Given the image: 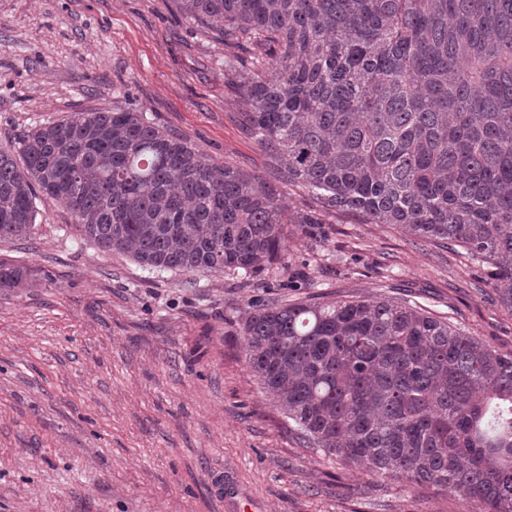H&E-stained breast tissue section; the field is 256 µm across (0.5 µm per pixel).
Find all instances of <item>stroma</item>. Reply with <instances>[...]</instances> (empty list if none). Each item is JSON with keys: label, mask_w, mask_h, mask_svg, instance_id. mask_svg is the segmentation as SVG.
Wrapping results in <instances>:
<instances>
[{"label": "stroma", "mask_w": 512, "mask_h": 512, "mask_svg": "<svg viewBox=\"0 0 512 512\" xmlns=\"http://www.w3.org/2000/svg\"><path fill=\"white\" fill-rule=\"evenodd\" d=\"M224 42L170 0H0V142L80 110L131 107L214 162L280 177L239 122ZM36 229L0 242L28 287L0 289V512H463L454 494L379 479L307 447L249 369L259 304L395 298L512 350L492 268L351 213L284 227L280 262L146 269L86 241L36 194Z\"/></svg>", "instance_id": "stroma-1"}]
</instances>
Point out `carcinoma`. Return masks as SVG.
<instances>
[{"label": "carcinoma", "mask_w": 512, "mask_h": 512, "mask_svg": "<svg viewBox=\"0 0 512 512\" xmlns=\"http://www.w3.org/2000/svg\"><path fill=\"white\" fill-rule=\"evenodd\" d=\"M216 23L240 124L322 212L401 224L494 268L512 310V0H172ZM84 238L156 271L281 258L291 211L128 108L72 112L0 145V242L30 237L35 190ZM28 271L0 262V289ZM246 362L315 448L366 474L512 512V351L387 298L260 305Z\"/></svg>", "instance_id": "1"}]
</instances>
